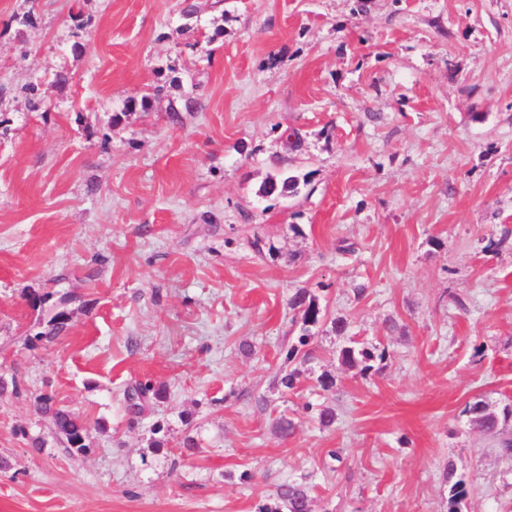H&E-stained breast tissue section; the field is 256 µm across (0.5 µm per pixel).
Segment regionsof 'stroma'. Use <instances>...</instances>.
Returning a JSON list of instances; mask_svg holds the SVG:
<instances>
[{
	"label": "stroma",
	"instance_id": "obj_1",
	"mask_svg": "<svg viewBox=\"0 0 512 512\" xmlns=\"http://www.w3.org/2000/svg\"><path fill=\"white\" fill-rule=\"evenodd\" d=\"M182 8L0 0V512H256L288 482L312 512H448L450 464L463 512H512L465 412L512 405V0ZM285 172L300 193L262 195ZM299 291L348 332L315 327L288 391ZM353 339L386 359L343 365ZM146 380L166 396L131 414ZM41 413L52 419L56 433L62 436L68 448L82 452L87 449L88 437L85 424L70 411L55 406L52 397L39 396L36 398ZM455 469L453 465L446 468L444 480L448 483L449 512H461V504L468 495L465 481L460 478L454 480Z\"/></svg>",
	"mask_w": 512,
	"mask_h": 512
}]
</instances>
